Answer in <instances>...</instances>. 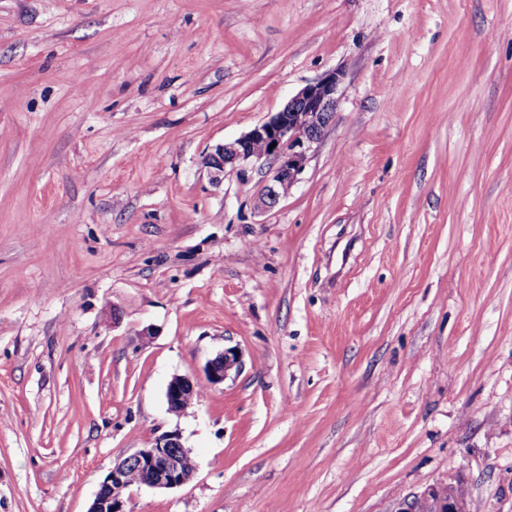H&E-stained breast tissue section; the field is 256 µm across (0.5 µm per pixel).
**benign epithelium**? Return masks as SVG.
I'll return each instance as SVG.
<instances>
[{
    "label": "benign epithelium",
    "instance_id": "benign-epithelium-1",
    "mask_svg": "<svg viewBox=\"0 0 512 512\" xmlns=\"http://www.w3.org/2000/svg\"><path fill=\"white\" fill-rule=\"evenodd\" d=\"M340 74L332 72L304 86L285 107L256 125L244 136L219 144L205 154L203 164L219 178L226 169L245 176L251 163H272L271 182L257 197V208H273L306 167L313 145L336 118V97ZM241 367V354L235 347L224 349L210 359L205 379L218 386L232 371ZM167 409L181 414L196 401V382L175 376L165 391ZM190 450L176 431L155 437L151 446L141 448L118 461L100 483L88 512H125L123 491L133 485L170 490L185 485L193 472L184 469ZM426 501L432 512H469L468 503L453 486H433L402 502L398 512H417V503Z\"/></svg>",
    "mask_w": 512,
    "mask_h": 512
}]
</instances>
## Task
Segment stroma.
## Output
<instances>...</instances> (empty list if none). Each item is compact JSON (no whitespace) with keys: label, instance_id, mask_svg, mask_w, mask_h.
I'll list each match as a JSON object with an SVG mask.
<instances>
[{"label":"stroma","instance_id":"obj_1","mask_svg":"<svg viewBox=\"0 0 512 512\" xmlns=\"http://www.w3.org/2000/svg\"><path fill=\"white\" fill-rule=\"evenodd\" d=\"M332 71L274 208L213 182ZM166 431L195 475L126 512H512V0H0V512ZM241 367V354L237 348H225L222 352L210 359L205 368V379L211 386H218L235 370ZM196 386L189 377L174 376L165 391L168 411L179 415L191 407L197 399ZM426 501L432 505V512H469L468 503L453 486H433L425 489L412 499L404 500L397 512H416L417 503Z\"/></svg>","mask_w":512,"mask_h":512}]
</instances>
